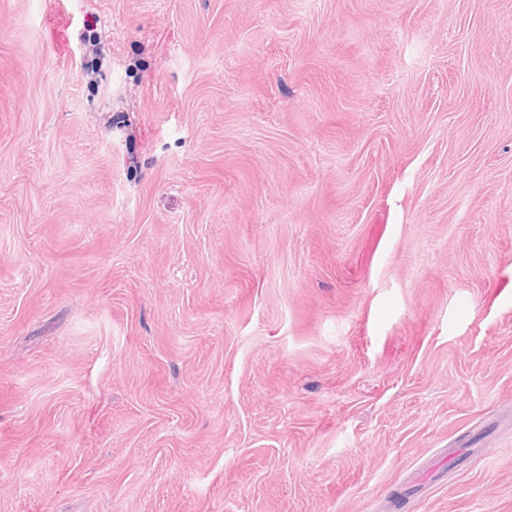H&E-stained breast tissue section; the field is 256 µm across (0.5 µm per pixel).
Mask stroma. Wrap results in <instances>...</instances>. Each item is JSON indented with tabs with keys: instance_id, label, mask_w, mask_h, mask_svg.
<instances>
[{
	"instance_id": "stroma-1",
	"label": "stroma",
	"mask_w": 512,
	"mask_h": 512,
	"mask_svg": "<svg viewBox=\"0 0 512 512\" xmlns=\"http://www.w3.org/2000/svg\"><path fill=\"white\" fill-rule=\"evenodd\" d=\"M0 512H512V0H0Z\"/></svg>"
}]
</instances>
